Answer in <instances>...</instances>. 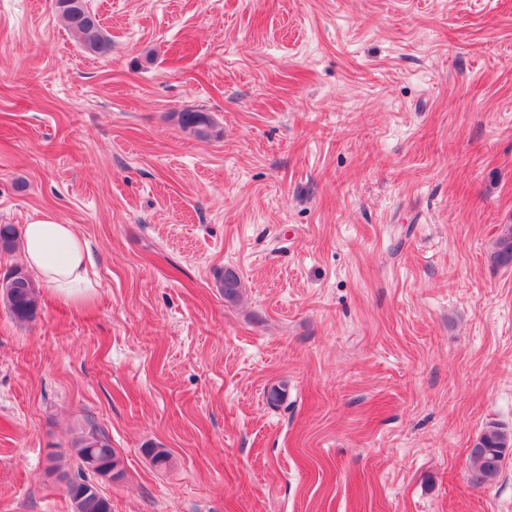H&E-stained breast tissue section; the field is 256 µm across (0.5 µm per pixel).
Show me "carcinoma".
<instances>
[{"label":"carcinoma","instance_id":"obj_1","mask_svg":"<svg viewBox=\"0 0 512 512\" xmlns=\"http://www.w3.org/2000/svg\"><path fill=\"white\" fill-rule=\"evenodd\" d=\"M55 12L69 33L84 50L106 58L112 56V39L100 28L96 15L87 6V0H54ZM181 125L200 137L213 132V123L205 112L187 110L180 114ZM19 232L12 224H0V248L15 247ZM489 260L496 267L512 266V225L500 231L489 253ZM224 299L230 303L242 295V285L237 273L224 270L220 279ZM0 299L15 320L33 322L40 310L36 285L28 272L15 267L0 280ZM512 451V432L495 422L487 423L477 436V443L469 452V480L476 487L488 485L501 474L506 456ZM78 475L67 483L66 492L74 512H111L109 499L103 495L93 479L108 478L112 481L123 477L121 459L108 439L90 432L77 444Z\"/></svg>","mask_w":512,"mask_h":512}]
</instances>
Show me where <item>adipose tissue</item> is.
<instances>
[{
    "instance_id": "adipose-tissue-1",
    "label": "adipose tissue",
    "mask_w": 512,
    "mask_h": 512,
    "mask_svg": "<svg viewBox=\"0 0 512 512\" xmlns=\"http://www.w3.org/2000/svg\"><path fill=\"white\" fill-rule=\"evenodd\" d=\"M23 250L28 267L50 292L74 299L91 288L90 246L73 225L37 219L24 228Z\"/></svg>"
}]
</instances>
